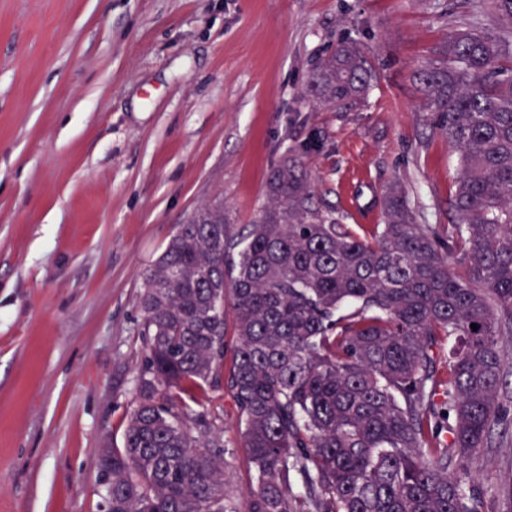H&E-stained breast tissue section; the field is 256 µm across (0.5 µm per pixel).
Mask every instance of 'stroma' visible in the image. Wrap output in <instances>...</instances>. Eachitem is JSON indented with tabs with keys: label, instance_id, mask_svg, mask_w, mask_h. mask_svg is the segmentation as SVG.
Wrapping results in <instances>:
<instances>
[{
	"label": "stroma",
	"instance_id": "35a3bbf8",
	"mask_svg": "<svg viewBox=\"0 0 512 512\" xmlns=\"http://www.w3.org/2000/svg\"><path fill=\"white\" fill-rule=\"evenodd\" d=\"M475 0H0V512H104L95 450L121 444L147 270L177 224L220 199L238 223L310 133L320 196L382 223L400 181L448 224L457 154L410 70L471 23ZM376 79L344 112L311 106L343 35ZM240 512L255 485L234 400L212 391ZM512 512V448L469 461Z\"/></svg>",
	"mask_w": 512,
	"mask_h": 512
}]
</instances>
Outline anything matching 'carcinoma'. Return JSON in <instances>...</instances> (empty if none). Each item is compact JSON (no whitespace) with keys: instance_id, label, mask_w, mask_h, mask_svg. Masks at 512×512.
Here are the masks:
<instances>
[{"instance_id":"1","label":"carcinoma","mask_w":512,"mask_h":512,"mask_svg":"<svg viewBox=\"0 0 512 512\" xmlns=\"http://www.w3.org/2000/svg\"><path fill=\"white\" fill-rule=\"evenodd\" d=\"M487 4L494 25L477 12L411 73L459 153L446 231L397 180L383 223L336 218L309 168L316 136L275 162L241 228L221 201L178 226L145 278L122 446L97 451L112 512H239L205 407L222 387L256 473L245 512H483L466 462L512 443V0ZM374 80L343 37L306 95L342 112Z\"/></svg>"}]
</instances>
